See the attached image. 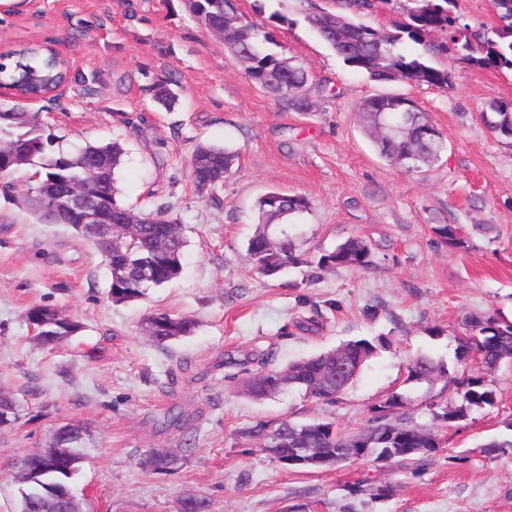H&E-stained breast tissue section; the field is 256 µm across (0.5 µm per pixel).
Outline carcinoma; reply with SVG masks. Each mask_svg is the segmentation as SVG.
<instances>
[{"instance_id": "cac0c4a2", "label": "carcinoma", "mask_w": 512, "mask_h": 512, "mask_svg": "<svg viewBox=\"0 0 512 512\" xmlns=\"http://www.w3.org/2000/svg\"><path fill=\"white\" fill-rule=\"evenodd\" d=\"M237 0H222V13L214 17L213 0H197L192 12L205 29L224 25V46L244 66L248 79L266 90L277 101L295 112H307L313 102L304 93L308 83L305 69L277 51L275 28L288 22V16L274 11L263 20H250L240 13ZM392 0H343L345 14H336L322 8L317 0H299V11L305 22L322 38L343 61L376 82L404 80L447 89L450 75L447 70L431 65V57L448 50L431 36L441 32L459 50L464 59L484 68L512 69V0H492L502 11L501 27L472 34L453 12L456 0H409L405 17L392 23L389 29H376L359 20L362 13H371L381 4ZM413 44L420 48L410 53L403 48ZM70 82L66 61L52 48L30 45L0 54V84L14 91V103L0 102V183L12 189L20 182L31 188L59 182H76L80 190L86 186L78 182V163L87 155L104 157L103 177L91 190L107 199L109 214L119 219L127 216L130 236L107 239V226L87 238L104 257L111 274L110 298L115 303L141 298L149 287H161L181 273L186 241L176 219L167 211L136 213L120 200L117 186L125 149L118 141L107 144L87 143L73 151L63 149L59 137L46 132L39 113L26 111L20 99L32 94H49ZM155 102L169 110L176 104V94L168 85H160L154 93ZM360 120L374 141L379 154L391 164L407 168L404 160L412 155L416 167L437 162L446 145L442 136H433L427 114L411 99L400 95H376L366 99L359 112ZM488 129L499 141L512 145V100H497L489 104V112L482 113ZM238 154L227 147L200 145L190 159V177L199 191L217 186L224 181L238 161ZM309 209V201L298 194L269 191L256 202L258 231L248 242L247 254L258 273L276 278L288 266L296 264L295 244L288 233L291 217ZM152 258L158 262L154 281L149 285L135 282L136 264ZM371 263L367 241L358 236L347 238L335 249L322 253L316 268L357 266L366 268ZM38 311L54 322L63 335L61 342L70 340L67 332L75 320L63 311L49 306H32L27 312ZM196 328L193 319L167 312L153 311L143 320V331L159 346L191 334ZM375 344L366 339L350 340L339 347L317 355L292 361L283 369H270L260 363L250 369L255 358L237 363L241 376V391L261 401L267 399L264 384L273 382L281 390L296 388L317 400L333 403L356 378L365 362L375 352ZM455 359L464 364L478 361L487 370H494L512 360V322L494 316L471 317L466 320L465 336L459 339ZM448 376L447 365L427 355H417L406 367L404 382L433 384ZM461 403L444 406L437 417L446 423L466 417L473 408L494 404L495 394L482 375L455 380ZM407 396L392 392L374 408L372 423L354 435H349L330 421L313 420L297 423L287 418L259 422L247 434L260 437L267 428L279 436L278 446L286 452L290 448H315L329 455L333 463L376 459L371 453H360V448H412L414 452L392 459V462L418 461L440 447L437 437L426 433L404 420L389 423L386 418L407 407ZM73 476L62 470L47 468L26 488L27 496L39 505L48 491L58 485L70 486Z\"/></svg>"}]
</instances>
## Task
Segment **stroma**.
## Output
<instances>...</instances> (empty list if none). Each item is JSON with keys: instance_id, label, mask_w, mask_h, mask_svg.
Instances as JSON below:
<instances>
[{"instance_id": "obj_1", "label": "stroma", "mask_w": 512, "mask_h": 512, "mask_svg": "<svg viewBox=\"0 0 512 512\" xmlns=\"http://www.w3.org/2000/svg\"><path fill=\"white\" fill-rule=\"evenodd\" d=\"M243 14L287 15L278 39L304 66L315 103L294 112L253 84L241 64L191 13L188 0H9L0 5V53L47 45L74 77L39 104L65 146L119 141L120 198L142 212L167 210L186 240L178 278L144 298L115 303L97 249L62 224H39L0 196V386L20 405L0 428V512H19L17 458L45 446L57 427H86L97 449L72 482L86 512H175L187 493L212 512H512V363L487 380L494 406L445 423L421 385L403 386L408 361L426 354L450 375L477 372L454 352L472 316L512 321V146L487 129L489 102L512 100V70L479 68L456 55L434 58L451 83L441 90L402 80L377 83L346 66L308 26L297 0H238ZM168 82L172 111L153 100ZM383 93L411 98L440 130L446 149L421 172L382 159L357 116ZM239 155L224 182L198 193L189 172L198 145ZM281 190L309 198L288 231L300 261L279 278L247 257L259 196ZM458 229L459 244L434 233ZM351 236L371 245V266L320 273L312 263ZM65 310L82 329L68 343L38 345L26 309ZM160 310L196 322L161 347L140 330ZM369 338L379 345L353 384L327 404L297 389L254 401L238 393L227 357L268 352L288 363ZM408 391L409 422L440 448L410 465L345 461L323 470L284 469L247 431L288 418L335 422L358 432L376 404ZM185 428L163 427L171 408ZM193 447L179 468L144 466L156 448ZM509 441L505 452L481 447Z\"/></svg>"}]
</instances>
